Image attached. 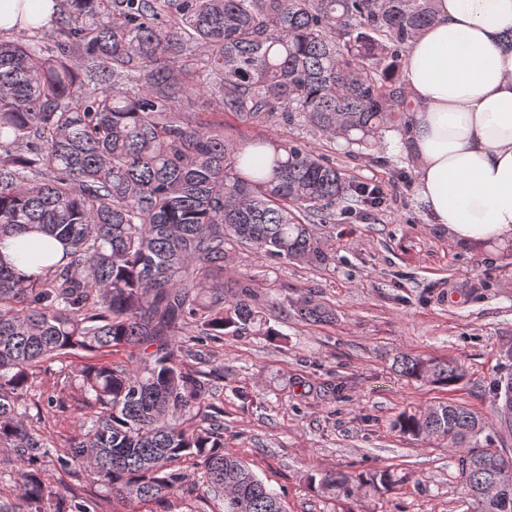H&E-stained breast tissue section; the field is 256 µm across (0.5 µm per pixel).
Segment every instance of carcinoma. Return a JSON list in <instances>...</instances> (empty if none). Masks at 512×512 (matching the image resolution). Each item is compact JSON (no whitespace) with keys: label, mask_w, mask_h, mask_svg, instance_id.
Masks as SVG:
<instances>
[{"label":"carcinoma","mask_w":512,"mask_h":512,"mask_svg":"<svg viewBox=\"0 0 512 512\" xmlns=\"http://www.w3.org/2000/svg\"><path fill=\"white\" fill-rule=\"evenodd\" d=\"M58 26L29 22L0 37V248L27 229L64 242L41 274L20 278L0 258V445L22 462L23 512H93L52 490L39 465L48 440L26 423L36 364L73 351L136 353L80 371L91 396L60 464L97 477L121 498L152 502L182 488L176 469L196 460L197 488L224 512H285L280 496L224 450V419L198 416L207 373L186 358L217 336H277L251 278L224 281V245L273 261L326 256L309 223L382 196L283 131L309 129L365 150L407 123L400 67L433 19V0H60ZM90 65V79L80 70ZM208 93L214 110L278 138L231 141L183 106ZM295 313L334 314L305 296ZM188 329L181 344L175 329ZM409 379L454 386V359L397 356ZM494 425L472 408L437 402L402 416L415 440L462 450L460 478L476 512H512V455L492 447L512 433V364L492 381ZM402 482L389 469L315 471L317 492L350 499Z\"/></svg>","instance_id":"cac0c4a2"}]
</instances>
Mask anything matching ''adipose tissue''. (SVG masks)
I'll return each instance as SVG.
<instances>
[{"mask_svg": "<svg viewBox=\"0 0 512 512\" xmlns=\"http://www.w3.org/2000/svg\"><path fill=\"white\" fill-rule=\"evenodd\" d=\"M410 101L405 153L416 194L455 242H512V0H435L434 19L410 43L402 71ZM8 250L17 275L40 273L44 242L29 230Z\"/></svg>", "mask_w": 512, "mask_h": 512, "instance_id": "ef3b65f1", "label": "adipose tissue"}]
</instances>
